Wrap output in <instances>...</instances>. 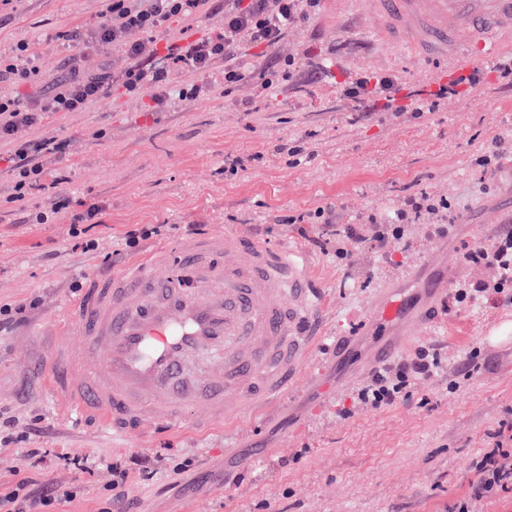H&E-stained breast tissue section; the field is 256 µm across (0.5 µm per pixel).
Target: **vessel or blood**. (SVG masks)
<instances>
[{"instance_id":"obj_1","label":"vessel or blood","mask_w":512,"mask_h":512,"mask_svg":"<svg viewBox=\"0 0 512 512\" xmlns=\"http://www.w3.org/2000/svg\"><path fill=\"white\" fill-rule=\"evenodd\" d=\"M385 37L413 53L454 61L489 56L512 21V0H364ZM319 294L300 250L232 234L163 248L95 279L74 306L77 342L50 356L48 387L74 422L175 432L198 412L200 427L283 398L318 338ZM406 296L388 294L371 322L417 329Z\"/></svg>"}]
</instances>
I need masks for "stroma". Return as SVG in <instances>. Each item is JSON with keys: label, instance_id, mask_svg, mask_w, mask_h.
<instances>
[{"label": "stroma", "instance_id": "1", "mask_svg": "<svg viewBox=\"0 0 512 512\" xmlns=\"http://www.w3.org/2000/svg\"><path fill=\"white\" fill-rule=\"evenodd\" d=\"M100 12V0H0V49L29 41L41 70L38 82L14 88L29 105L70 67L112 77L87 111L46 114L28 131L66 143L45 171L70 197L69 209L35 224L26 216L47 209L46 191L0 200V303L28 306L23 320L0 327V417L10 422V439L0 442V491L22 478L55 481L77 492L58 512H109L118 463L129 469L133 512H448L475 480V458L512 424V305L454 301L459 283L479 274L465 254L496 237L498 213L512 212V150L489 170L471 163L496 139L512 143V85L491 59L467 55L457 69L481 67L478 88L457 85L417 119L365 117L341 94L349 75L394 77L397 102L406 105L415 92L437 89L439 65L383 47L358 0H322L276 47L237 51L259 70L294 58L300 84L284 83L259 101L248 82L225 93L219 66L204 76L213 87L207 99L153 112L148 98L125 91L123 46L95 41ZM74 30L81 41L70 39ZM93 128L103 138L89 139ZM295 145L303 153L292 165L286 150ZM235 157L243 169L225 173ZM420 192L452 203L448 236L393 241L383 254L364 248L345 262L334 236L296 222L328 206L341 230L390 215L396 200ZM91 205L99 208L90 231L98 247L86 252L70 229ZM146 224L162 225L161 235L125 250L126 232ZM196 230L303 250L309 277L325 290L322 345L283 401L218 426L148 438L72 426L49 394L48 349L35 325L67 342L81 284ZM412 271L447 284L421 295L427 319L415 334L388 335L394 359L429 345L452 371L478 351V368L463 389L450 390L444 376L426 378L409 399L341 418L353 388L379 364L367 315L382 294L408 287ZM340 340L353 351L348 359L336 356ZM31 448L39 457H27Z\"/></svg>", "mask_w": 512, "mask_h": 512}]
</instances>
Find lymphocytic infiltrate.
I'll return each instance as SVG.
<instances>
[{
  "mask_svg": "<svg viewBox=\"0 0 512 512\" xmlns=\"http://www.w3.org/2000/svg\"><path fill=\"white\" fill-rule=\"evenodd\" d=\"M103 21L97 40L103 44L122 41L131 30L145 33V40L128 44L130 64L125 71L124 86L133 94H150L154 111L167 107L172 96L192 102L210 94L206 84L193 77L224 66V89L232 91L239 83L257 79L260 91L270 89L274 81L266 73H253L238 62L236 49L244 43L251 46H276L288 29L300 26L318 11L321 0H101ZM222 13L219 28L206 36L187 40L170 37L158 43L155 34L173 17L193 20L196 16ZM179 63L187 79L173 84L169 67L160 65V58ZM30 45L17 43L8 53L0 52V82L17 85L36 82L40 71L32 63ZM110 85L108 73L82 74L70 70L56 80L37 107H29L19 96L0 92V143L13 147L14 179L9 201L21 202L32 191L44 189L43 157L60 151L52 140L23 141L21 131L36 124L47 112H82L104 96ZM398 91L396 81L386 75L361 74L348 78L342 94L358 111L370 116L378 110L379 101H393ZM452 205L447 199L428 193L405 196L393 217L370 216L367 223L349 226L346 243L338 244L336 255L348 259L355 244L384 249L390 241L410 236L419 228L425 237L446 234L451 222ZM466 259L476 267H488V274L465 282L454 296L456 303L478 297L495 298L512 304V232L496 237L489 245L471 250ZM444 372V362L437 350L418 347L406 360L392 361L376 368L365 383L352 392L351 408L342 409L350 416L352 409L364 406L383 408L409 397L419 379ZM477 479L467 495L457 500L450 512H477L479 502L512 492V440L497 433L490 448L484 449L475 462ZM74 493L65 486L46 483L39 492H31L27 481H19L6 493L0 492V512H49L55 504L72 499Z\"/></svg>",
  "mask_w": 512,
  "mask_h": 512,
  "instance_id": "f902f5d3",
  "label": "lymphocytic infiltrate"
}]
</instances>
